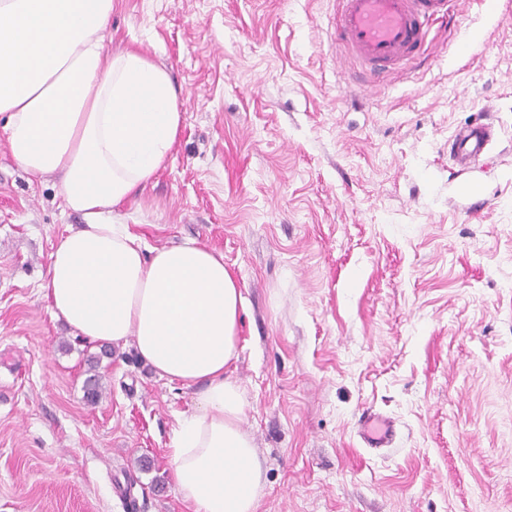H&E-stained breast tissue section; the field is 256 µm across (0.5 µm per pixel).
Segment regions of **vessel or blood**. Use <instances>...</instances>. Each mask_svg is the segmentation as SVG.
Here are the masks:
<instances>
[{"instance_id": "1", "label": "vessel or blood", "mask_w": 512, "mask_h": 512, "mask_svg": "<svg viewBox=\"0 0 512 512\" xmlns=\"http://www.w3.org/2000/svg\"><path fill=\"white\" fill-rule=\"evenodd\" d=\"M330 21L336 43L369 71L371 76L399 66L415 54L435 52L439 36L436 21L459 26L457 0H337ZM497 139L494 125L484 116L457 128L448 142L458 170L470 169ZM360 436L370 447L386 446L392 428L386 419L367 415Z\"/></svg>"}]
</instances>
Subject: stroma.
Wrapping results in <instances>:
<instances>
[{"mask_svg":"<svg viewBox=\"0 0 512 512\" xmlns=\"http://www.w3.org/2000/svg\"><path fill=\"white\" fill-rule=\"evenodd\" d=\"M335 0H116L112 47L169 71L182 129L119 211L148 248L194 238L243 297L232 378L263 462L257 512H512V0H459L437 56L367 87ZM481 42L459 58L456 42ZM499 139L457 174L448 139ZM0 116V512H189L173 480L188 389L50 310L82 216L11 157ZM476 182L469 197L458 186ZM394 430L368 447L359 418Z\"/></svg>","mask_w":512,"mask_h":512,"instance_id":"35a3bbf8","label":"stroma"}]
</instances>
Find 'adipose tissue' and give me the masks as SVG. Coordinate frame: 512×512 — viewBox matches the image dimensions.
Listing matches in <instances>:
<instances>
[{"label": "adipose tissue", "instance_id": "obj_1", "mask_svg": "<svg viewBox=\"0 0 512 512\" xmlns=\"http://www.w3.org/2000/svg\"><path fill=\"white\" fill-rule=\"evenodd\" d=\"M113 3L0 0L7 148L26 172L57 174L65 207L84 218L53 247L46 297L74 332L132 345L158 378L197 388L170 444L191 512H256L263 464L229 376L242 297L224 256L193 240L150 251L110 220L165 165L182 121L164 67L106 49Z\"/></svg>", "mask_w": 512, "mask_h": 512}]
</instances>
